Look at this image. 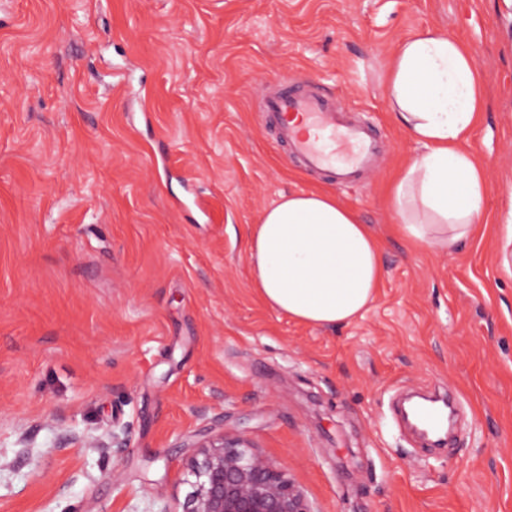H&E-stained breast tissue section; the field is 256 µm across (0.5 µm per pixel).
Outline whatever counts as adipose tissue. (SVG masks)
I'll return each instance as SVG.
<instances>
[{
  "instance_id": "obj_1",
  "label": "adipose tissue",
  "mask_w": 512,
  "mask_h": 512,
  "mask_svg": "<svg viewBox=\"0 0 512 512\" xmlns=\"http://www.w3.org/2000/svg\"><path fill=\"white\" fill-rule=\"evenodd\" d=\"M383 95L424 148L391 188L398 230L412 244L451 252L473 234L489 192L483 164L460 147L483 110L474 57L452 35L416 32L394 48ZM249 259L253 284L270 307L322 328L363 316L383 279L371 226L329 191L280 195L261 215Z\"/></svg>"
}]
</instances>
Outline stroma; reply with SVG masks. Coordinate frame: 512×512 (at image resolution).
<instances>
[{"label": "stroma", "mask_w": 512, "mask_h": 512, "mask_svg": "<svg viewBox=\"0 0 512 512\" xmlns=\"http://www.w3.org/2000/svg\"><path fill=\"white\" fill-rule=\"evenodd\" d=\"M424 28L485 91L466 148L489 195L451 254L387 196L421 147L382 77ZM283 75L377 129L358 183L275 144ZM328 188L384 260L336 328L267 306L247 251L280 194ZM449 391L455 441L426 452L392 402ZM211 431L312 512H512V0H0V512H172Z\"/></svg>", "instance_id": "stroma-1"}]
</instances>
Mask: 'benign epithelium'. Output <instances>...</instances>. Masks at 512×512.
<instances>
[{
    "instance_id": "obj_1",
    "label": "benign epithelium",
    "mask_w": 512,
    "mask_h": 512,
    "mask_svg": "<svg viewBox=\"0 0 512 512\" xmlns=\"http://www.w3.org/2000/svg\"><path fill=\"white\" fill-rule=\"evenodd\" d=\"M193 447L192 491L175 512H312L285 472L246 439L219 432Z\"/></svg>"
}]
</instances>
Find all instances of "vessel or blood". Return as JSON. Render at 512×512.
<instances>
[{"label": "vessel or blood", "mask_w": 512, "mask_h": 512, "mask_svg": "<svg viewBox=\"0 0 512 512\" xmlns=\"http://www.w3.org/2000/svg\"><path fill=\"white\" fill-rule=\"evenodd\" d=\"M264 107L279 123L281 142L290 146L306 171H330L334 183L348 186L372 167L376 145L371 131L337 122L323 97L295 92L284 79L279 90L266 97ZM340 146L347 150L342 159L336 156Z\"/></svg>", "instance_id": "b4317fda"}]
</instances>
